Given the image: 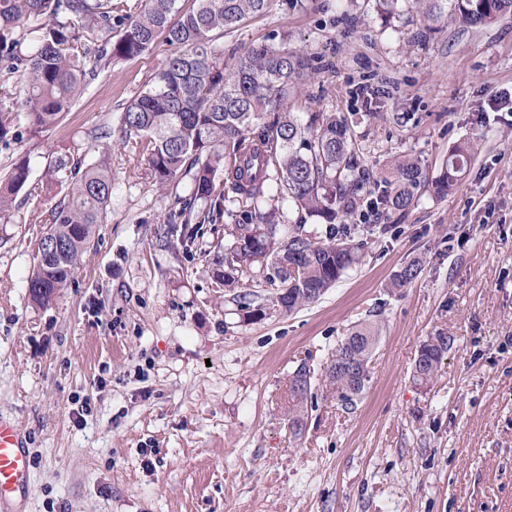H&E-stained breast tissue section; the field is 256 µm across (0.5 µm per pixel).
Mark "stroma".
<instances>
[{"instance_id":"1","label":"stroma","mask_w":512,"mask_h":512,"mask_svg":"<svg viewBox=\"0 0 512 512\" xmlns=\"http://www.w3.org/2000/svg\"><path fill=\"white\" fill-rule=\"evenodd\" d=\"M375 0H273L223 38L225 52L287 41L312 64L298 112H332L366 161L410 153L437 175L448 149H479L457 189L422 196L389 232L365 223L345 276L293 312L277 288L245 285L265 317L244 319L218 280V238L185 245L170 211L190 177L159 187L124 106L173 48L113 62L52 127L0 145V179L29 159L33 180L61 156L107 153L112 202L73 278L42 307L28 297L54 193L0 213V418L31 457L15 512H512V17L420 38ZM372 94L365 116L353 89ZM426 263L390 291L405 261ZM378 320L365 389L344 409L325 375L352 327ZM448 350L428 385L423 344ZM307 367L301 434L289 379ZM91 411L78 415L80 400Z\"/></svg>"}]
</instances>
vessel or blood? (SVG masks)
<instances>
[{"label": "vessel or blood", "instance_id": "obj_1", "mask_svg": "<svg viewBox=\"0 0 512 512\" xmlns=\"http://www.w3.org/2000/svg\"><path fill=\"white\" fill-rule=\"evenodd\" d=\"M30 474L20 425L0 419V512H10L13 497L26 490Z\"/></svg>", "mask_w": 512, "mask_h": 512}]
</instances>
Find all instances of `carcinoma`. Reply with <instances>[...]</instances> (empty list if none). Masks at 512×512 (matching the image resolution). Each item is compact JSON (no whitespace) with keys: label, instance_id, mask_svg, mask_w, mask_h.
I'll return each instance as SVG.
<instances>
[{"label":"carcinoma","instance_id":"obj_1","mask_svg":"<svg viewBox=\"0 0 512 512\" xmlns=\"http://www.w3.org/2000/svg\"><path fill=\"white\" fill-rule=\"evenodd\" d=\"M181 12L177 0H146L141 10L116 14L114 0H0V77L19 74L24 96L0 103V143L26 132L35 137L72 107L90 82L112 62L148 51L159 36L175 47L154 84L123 110L125 136L147 142L146 161L164 187L192 174L193 190L169 213L167 223L184 226L187 241L205 224L224 223V287L240 278L277 280L281 292L272 305L292 312L319 299L353 266L364 242L354 238L350 220L370 213L380 230L391 227L421 192L444 197L463 179L474 147L453 146L436 177L429 179L412 155L372 170L364 164L345 119L325 112L307 117L293 111L292 99L308 76L311 60L288 43L261 44L224 67L219 38L265 12L271 0H195ZM420 16L423 30L448 22L481 28L512 15V0H404ZM123 33L112 40V28ZM223 175V189L215 178ZM46 184L59 186L47 234L60 253L34 257L28 295L50 304L66 287L95 226L105 222L112 201L108 157L93 163L61 159L48 169ZM32 195L29 162L11 166L0 182V210L20 191ZM320 223L307 229V219ZM410 259L393 276L396 292L421 271ZM380 325H357L336 348L326 378L336 397L351 405L364 391L366 368ZM447 342L427 343L416 360L413 380L435 379ZM309 370L290 378L288 421L299 416L310 391Z\"/></svg>","mask_w":512,"mask_h":512}]
</instances>
